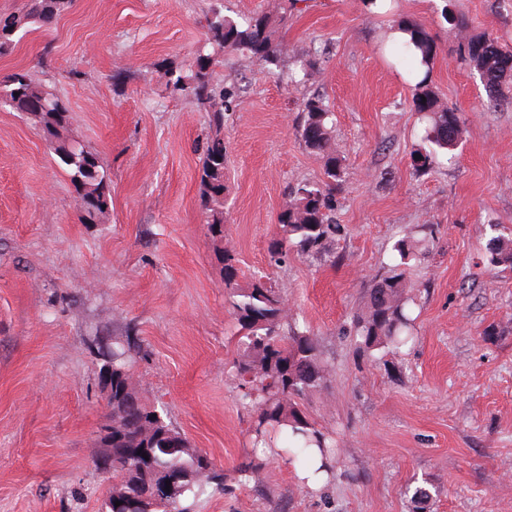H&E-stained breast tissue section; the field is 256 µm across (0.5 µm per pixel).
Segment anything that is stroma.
Instances as JSON below:
<instances>
[{
	"mask_svg": "<svg viewBox=\"0 0 512 512\" xmlns=\"http://www.w3.org/2000/svg\"><path fill=\"white\" fill-rule=\"evenodd\" d=\"M243 17L285 13L281 69L319 58L305 83L285 86L240 52L218 82L240 84L224 123L227 212L214 242L199 205L208 116L170 96L166 65L187 67L216 6ZM512 46V0H73L47 29L0 55L71 108L68 136L99 155L112 201L80 220L66 168L36 119L0 110V512H102L112 481L96 463L109 408L99 341L129 336L145 355L133 372L142 399L233 473L262 458L261 484L232 481L192 512H415L405 494L428 482L427 512H512V270L487 266L488 222L512 220V107L491 108L459 60L444 18ZM432 36L433 86L465 117L453 166L414 173L421 123L413 84L386 43L395 21ZM335 114L346 158L336 191L331 257L268 262L286 190L323 178L295 135L303 98ZM434 238L411 270L415 340L375 358L356 348L352 318L405 236ZM238 258L239 287L266 273L290 323L313 332L330 369L304 403L341 443L336 477L319 491L271 449L257 448L233 363L238 324L224 292L222 250Z\"/></svg>",
	"mask_w": 512,
	"mask_h": 512,
	"instance_id": "obj_1",
	"label": "stroma"
}]
</instances>
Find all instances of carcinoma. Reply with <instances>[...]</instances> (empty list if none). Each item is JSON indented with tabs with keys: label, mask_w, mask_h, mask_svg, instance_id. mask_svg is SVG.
<instances>
[{
	"label": "carcinoma",
	"mask_w": 512,
	"mask_h": 512,
	"mask_svg": "<svg viewBox=\"0 0 512 512\" xmlns=\"http://www.w3.org/2000/svg\"><path fill=\"white\" fill-rule=\"evenodd\" d=\"M73 0H28L22 15H0V53L15 44L17 33L29 26L51 25ZM282 20L271 12H258L240 23L219 9L207 19V36L189 68L167 66L166 85L174 95L192 97L207 112L211 134L204 146L199 181V199L211 236L224 238V115L232 109L236 92L214 81L218 53L240 51L266 68L279 67L283 47L276 41ZM394 32L409 35L391 38L397 63H407L409 77L416 80L414 111L427 119L424 139L428 150L411 154L415 173L430 170L437 159L456 160L464 134L462 115L439 104L432 89L436 47L425 28L415 21L400 20ZM462 61L479 73L493 106H512V48L489 33L470 36L461 44ZM318 64L316 56L294 59L288 72L278 73L286 85H298ZM10 107L39 119L50 148L69 170L71 184L80 202L81 220L97 224L110 204L108 177L99 157L67 136L70 110L56 94L33 81L25 70L0 82V107ZM304 147L319 156L325 180L297 186L280 216V234L268 252L282 262L293 251L311 256L321 253L334 240L333 191L345 174L344 158L332 148L331 112L318 96L304 100L295 126ZM494 232L486 244V262L512 268V235L499 231L500 222L489 223ZM426 240L415 243L404 237L394 245L398 259L375 278L363 309L353 319L354 339L359 349L374 354L396 353L413 339L408 274L419 259ZM224 288L231 299L232 316L240 326V359L234 365L245 408L254 415V447H272V437L283 440V454L297 462L308 461L317 449L329 474H335L336 439L310 422L302 401L323 388L327 367L318 341L309 331L290 325L285 302L269 282L258 281L248 289L237 287L238 269L233 256L224 253ZM143 357L141 346L131 337L115 339L105 364L112 369V405L106 428L112 436L100 435L102 447L112 449V501L121 502L103 512H190L185 499L208 489H224L226 474L155 408L143 402L133 380L132 366ZM415 508L426 509L431 491L424 485L407 487Z\"/></svg>",
	"instance_id": "obj_1"
}]
</instances>
